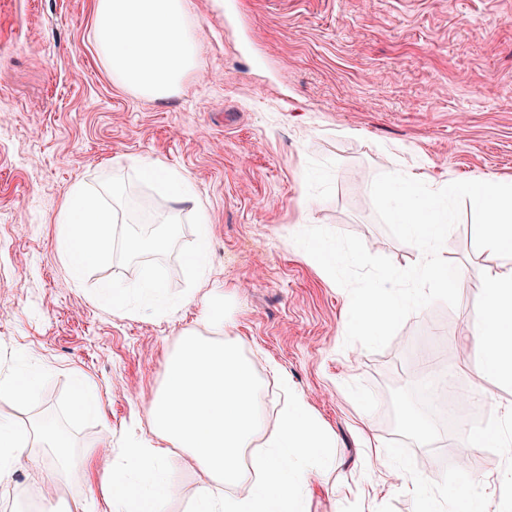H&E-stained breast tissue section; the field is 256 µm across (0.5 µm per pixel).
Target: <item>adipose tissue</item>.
Listing matches in <instances>:
<instances>
[{"label":"adipose tissue","mask_w":512,"mask_h":512,"mask_svg":"<svg viewBox=\"0 0 512 512\" xmlns=\"http://www.w3.org/2000/svg\"><path fill=\"white\" fill-rule=\"evenodd\" d=\"M92 33L114 83L153 99L180 95L198 67L188 0H95ZM171 209L205 208L191 180L157 161H138ZM152 439L114 449L112 467L91 473L118 512H163L176 493L174 449L189 454L211 476L193 512H306L314 468L332 441L305 402L289 400L264 450H254L261 428L259 384L252 363L230 344L186 332L170 357L161 390L148 412ZM29 430L0 424V480L29 456Z\"/></svg>","instance_id":"obj_1"}]
</instances>
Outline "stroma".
<instances>
[{
  "mask_svg": "<svg viewBox=\"0 0 512 512\" xmlns=\"http://www.w3.org/2000/svg\"><path fill=\"white\" fill-rule=\"evenodd\" d=\"M93 4L0 0V371L23 361L40 374L0 422L53 419L75 457L98 451L105 469L106 449L149 436L147 409L178 337L214 338L203 302L220 295L222 337L255 367L263 432L298 396L332 437L307 512H423L418 492L393 489L377 448L398 449L413 481L452 512H465L468 477L512 501L501 479L512 450L466 452L470 428L448 425L419 393L424 376L440 374L493 418L512 407V390L481 381L467 339L481 275L499 262L475 246L470 203L444 253L466 273L458 305L413 313L376 352L345 345L349 294L293 241L309 226L351 233L405 268L419 251L378 220L377 174L512 181V0H190L200 68L185 93L160 101L113 82L91 37ZM134 158L190 178L207 210L194 299L161 316L113 310L92 293L115 276L134 283L137 265L78 281L57 249L69 187L131 178ZM78 374L103 417L78 413ZM400 409L431 424V443L393 426ZM33 469L44 471L42 454L0 481V512H22ZM173 478L164 512H188L211 481L184 453ZM57 497L111 509L80 463Z\"/></svg>",
  "mask_w": 512,
  "mask_h": 512,
  "instance_id": "35a3bbf8",
  "label": "stroma"
}]
</instances>
